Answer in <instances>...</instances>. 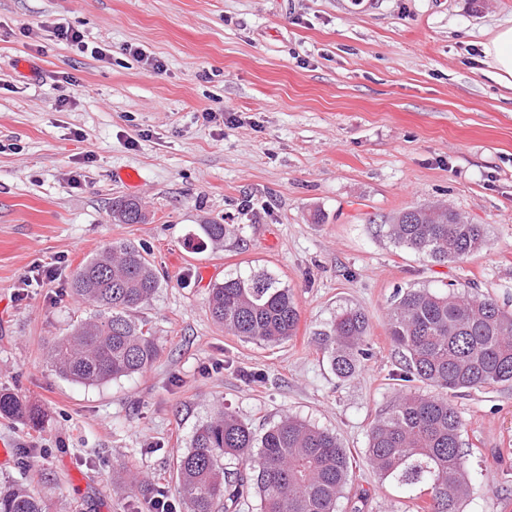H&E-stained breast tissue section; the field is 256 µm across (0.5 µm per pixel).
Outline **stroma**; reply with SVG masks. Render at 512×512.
<instances>
[{"label":"stroma","instance_id":"stroma-1","mask_svg":"<svg viewBox=\"0 0 512 512\" xmlns=\"http://www.w3.org/2000/svg\"><path fill=\"white\" fill-rule=\"evenodd\" d=\"M58 22L104 58L57 41ZM502 25L512 0H0V388L44 419L0 418V485L27 484L49 512H150L156 490L178 499L177 456L226 408L258 434L286 414L335 433L352 461L338 512H416L366 461L400 388L386 316L397 290L423 287L512 311V91L482 54ZM121 196L145 223H113ZM436 202L485 225L468 259L386 236L400 211ZM212 222L234 228L219 250L201 239ZM116 242L160 277L137 317L162 351L146 373L84 386L47 348L89 313L75 271ZM47 263L59 278L34 282ZM253 269L297 296L285 343L210 316V288ZM346 306L367 314L371 356L340 379L318 334ZM452 402L474 485L461 512H512V383Z\"/></svg>","mask_w":512,"mask_h":512}]
</instances>
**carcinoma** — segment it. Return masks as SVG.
Wrapping results in <instances>:
<instances>
[{
  "mask_svg": "<svg viewBox=\"0 0 512 512\" xmlns=\"http://www.w3.org/2000/svg\"><path fill=\"white\" fill-rule=\"evenodd\" d=\"M144 220L138 201H112L114 223ZM385 228L394 243L436 263L462 261L485 239L483 225L446 204L401 211ZM200 229L216 247L232 234L227 224ZM159 287L156 269L135 245L113 244L84 262L70 289L91 312L49 346L57 373L93 386L151 369L161 348L135 313ZM208 309L228 332L266 345L291 339L300 321L294 291L265 271L228 275L210 289ZM387 329L404 358L399 374L404 389L386 415L370 425L369 465L410 497H426L425 512H460L472 486L464 468L465 422L450 397L512 382V313L485 294L408 288L395 294ZM368 332L366 313L345 308L319 333L337 377H352L369 355ZM414 382L443 395L414 390ZM0 417L40 425L37 408L2 390ZM226 459L243 471L230 472ZM351 466L336 434L296 416L281 417L258 436L234 412L221 410L195 430L189 448L176 458V477L189 512H221L252 490L260 496L261 512H338ZM0 512H47V505L27 487L11 485L0 488Z\"/></svg>",
  "mask_w": 512,
  "mask_h": 512,
  "instance_id": "carcinoma-1",
  "label": "carcinoma"
}]
</instances>
